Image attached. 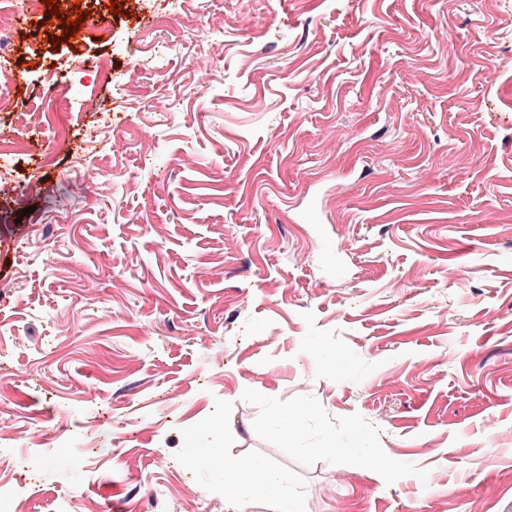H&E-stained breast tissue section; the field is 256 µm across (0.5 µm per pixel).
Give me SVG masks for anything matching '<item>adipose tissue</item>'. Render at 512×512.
<instances>
[{"instance_id":"1","label":"adipose tissue","mask_w":512,"mask_h":512,"mask_svg":"<svg viewBox=\"0 0 512 512\" xmlns=\"http://www.w3.org/2000/svg\"><path fill=\"white\" fill-rule=\"evenodd\" d=\"M211 462L225 486L237 488L235 512H248L252 504L262 502L270 512H303V503L288 492L285 476L259 460L212 457Z\"/></svg>"}]
</instances>
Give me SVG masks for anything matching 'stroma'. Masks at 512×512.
Segmentation results:
<instances>
[{
  "mask_svg": "<svg viewBox=\"0 0 512 512\" xmlns=\"http://www.w3.org/2000/svg\"><path fill=\"white\" fill-rule=\"evenodd\" d=\"M89 2L0 66V126L50 89L72 142L0 180L12 512H234L215 451L305 512H512V0Z\"/></svg>",
  "mask_w": 512,
  "mask_h": 512,
  "instance_id": "obj_1",
  "label": "stroma"
}]
</instances>
